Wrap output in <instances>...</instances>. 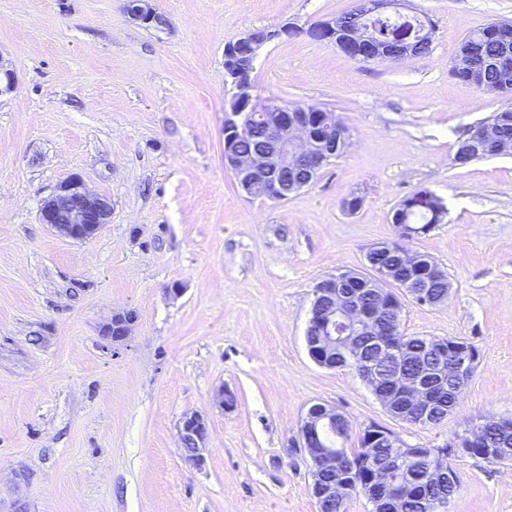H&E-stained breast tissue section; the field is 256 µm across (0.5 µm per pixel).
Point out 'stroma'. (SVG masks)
Returning a JSON list of instances; mask_svg holds the SVG:
<instances>
[{"label":"stroma","mask_w":512,"mask_h":512,"mask_svg":"<svg viewBox=\"0 0 512 512\" xmlns=\"http://www.w3.org/2000/svg\"><path fill=\"white\" fill-rule=\"evenodd\" d=\"M353 3L151 0L163 22L149 25L127 0H0V65L16 76L0 95V512H318L297 447L313 403L416 448L512 418V155L453 162L504 101L450 73L466 35L512 21V0H410L433 44L395 65L303 35ZM287 25L300 32L262 47L253 99L335 113L351 145L278 202L247 196L224 164V46ZM71 175L112 205L87 241L40 221ZM421 188L448 213L411 246L451 292L432 307L401 295L402 329L479 350L435 426L395 418L306 347L314 285L362 269ZM126 313L130 332L112 341L104 329ZM191 415L207 425L199 468L180 440ZM456 468L448 512H512V464Z\"/></svg>","instance_id":"35a3bbf8"}]
</instances>
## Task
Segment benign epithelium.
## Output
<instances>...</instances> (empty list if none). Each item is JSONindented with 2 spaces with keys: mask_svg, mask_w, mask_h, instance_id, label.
<instances>
[{
  "mask_svg": "<svg viewBox=\"0 0 512 512\" xmlns=\"http://www.w3.org/2000/svg\"><path fill=\"white\" fill-rule=\"evenodd\" d=\"M366 10L379 16L394 15L404 25L389 42L378 43L371 37V30L361 16L351 25L336 19L323 23L330 30H340L335 44L345 55L362 63L401 61L414 56L415 44L425 30L419 26L418 16L411 13L407 0H370ZM128 12L143 23H150L157 17L150 0H128ZM283 34H288V29L251 30L224 47V84L236 90L224 113V163L233 171L245 194L252 197L258 193L266 199L280 201L311 184L316 178V171L310 170L309 178L300 183H290L278 173L308 160L316 166L328 161L327 156L315 157L318 144L315 131L327 129L336 132V119L327 112L313 116L306 110L275 102L262 107L251 103L252 76L248 58L256 56L263 44ZM258 121L265 126L264 146L249 154L240 153L234 148V141L248 136ZM111 214L108 199L90 193L78 176L62 180L40 209L42 223L50 225L59 235L76 241L93 238L103 225L109 223ZM318 294L319 298L310 309L308 324L317 325L320 335L316 342L307 344V350L319 366L334 369L336 365L329 362V356L336 352V336L332 331L336 313L360 326L369 323V317L352 306L341 312L337 310L340 299L336 297L334 276L330 278V287L318 289ZM132 321L130 315L115 318L108 326L107 334L114 341L123 340ZM400 388L417 407L418 421L427 420L429 405L424 388L408 383L401 384ZM340 418L342 413L321 402L312 404L306 412L299 447L310 459L315 474L336 466V452L326 447L324 433L336 426V420ZM206 431L204 419L195 415L185 418L180 428L182 444L187 446V460L196 467L204 464L199 443ZM342 490L343 487L336 484L322 486L315 482L312 485L319 507L324 500L341 495Z\"/></svg>",
  "mask_w": 512,
  "mask_h": 512,
  "instance_id": "1",
  "label": "benign epithelium"
}]
</instances>
